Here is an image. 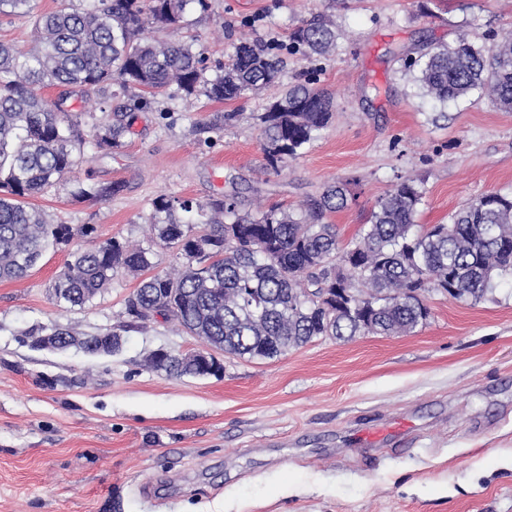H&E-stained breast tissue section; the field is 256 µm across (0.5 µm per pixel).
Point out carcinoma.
Wrapping results in <instances>:
<instances>
[{
  "instance_id": "carcinoma-1",
  "label": "carcinoma",
  "mask_w": 512,
  "mask_h": 512,
  "mask_svg": "<svg viewBox=\"0 0 512 512\" xmlns=\"http://www.w3.org/2000/svg\"><path fill=\"white\" fill-rule=\"evenodd\" d=\"M59 0L51 12L34 13L33 0H0V15L28 17L36 47L22 51L0 42V281L27 276L43 254L68 246L74 236L93 244L70 253L52 287L59 303L82 306L112 281L118 268L142 275L126 304L152 321L162 292L175 288L174 307L162 311L192 336L226 354L274 359L320 337L337 340L365 334H407L426 323L424 294H447L477 304L494 299L512 282V191L482 195L448 215V223L416 224L424 182L402 179L377 198L358 238L340 246L329 214L356 200L350 182L337 181L300 211L271 206L241 212L236 197L202 204L190 199L153 202L149 218L159 245L179 265L146 275L155 266L150 249L112 237L95 240L96 229L53 224L27 202L67 178L82 163L86 139L64 100L47 103L40 90L66 85L106 91L116 80L141 98L175 85L187 95L235 101L275 84L280 53L307 58L334 53L339 34L325 15L295 27L288 43L265 44L244 31L220 74L203 79L205 57L191 42H172L159 32L188 24L187 14L205 12L208 0ZM422 96L434 103L486 95L512 111V35L492 52L462 35L420 58L405 60ZM333 97L310 77L283 90L261 117L263 168L277 171L295 158L332 120ZM114 119L95 134L100 149L122 145L133 114L113 107ZM121 189L78 184L74 197L105 199ZM57 350L71 347L112 354L121 338L78 337L59 327ZM168 376L205 377L211 366L187 353L150 362Z\"/></svg>"
}]
</instances>
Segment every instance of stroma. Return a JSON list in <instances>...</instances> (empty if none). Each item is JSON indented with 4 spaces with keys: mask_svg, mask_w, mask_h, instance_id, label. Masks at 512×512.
<instances>
[{
    "mask_svg": "<svg viewBox=\"0 0 512 512\" xmlns=\"http://www.w3.org/2000/svg\"><path fill=\"white\" fill-rule=\"evenodd\" d=\"M316 13L335 21L336 51L283 55L279 87L315 71L334 117L279 171H258V117L279 87L228 103L168 89L108 151L89 143L113 118L103 96L53 87L44 97L65 99L88 143L35 205L53 223L148 248L158 197L292 209L349 180L356 202L328 217L347 244L398 178L424 180L425 226L512 189V112L474 96L433 106L404 67L463 31L492 46L512 33V0H209L166 37L197 38L210 79L243 21L284 43ZM231 111V124L206 129ZM79 182L122 189L79 200ZM69 253L48 251L24 279L0 282V512H512V288L477 304L427 295L431 316L409 334L319 338L273 360L224 356L219 377H170L149 355L202 340L161 318L131 327L138 279L122 269L90 303L59 305L51 284ZM57 324L120 334L122 349L31 347L29 334Z\"/></svg>",
    "mask_w": 512,
    "mask_h": 512,
    "instance_id": "obj_1",
    "label": "stroma"
}]
</instances>
